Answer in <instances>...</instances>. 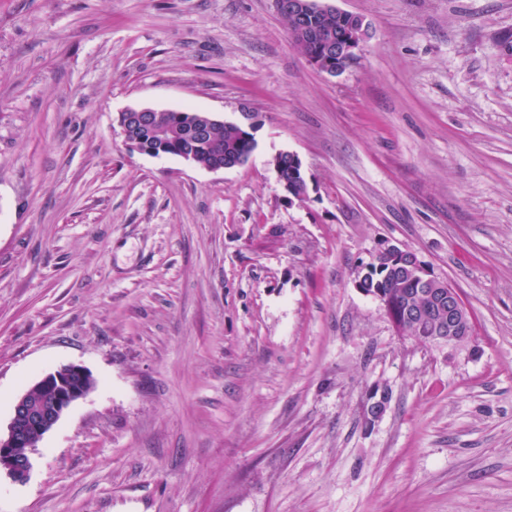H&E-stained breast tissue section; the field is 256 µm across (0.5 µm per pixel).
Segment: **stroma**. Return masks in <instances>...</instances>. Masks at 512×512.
Listing matches in <instances>:
<instances>
[{"label": "stroma", "instance_id": "stroma-1", "mask_svg": "<svg viewBox=\"0 0 512 512\" xmlns=\"http://www.w3.org/2000/svg\"><path fill=\"white\" fill-rule=\"evenodd\" d=\"M331 3L367 29L335 77L273 0H0V428L50 371L96 381L0 512H512V0ZM129 107L257 148L132 151ZM386 243L469 342L360 292ZM155 111L150 107L127 108L119 114L118 124L130 149L155 157L192 153L196 164L203 167L245 164L256 149V140L247 138L238 124L220 122L207 112L189 109H185L186 112ZM128 112H137L138 121L146 116L145 113L155 112L153 122L142 127V136L151 145L171 147L177 155L156 152L145 146L135 126L129 125ZM199 125L205 126L204 133H196L195 128Z\"/></svg>", "mask_w": 512, "mask_h": 512}]
</instances>
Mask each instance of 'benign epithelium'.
<instances>
[{
	"mask_svg": "<svg viewBox=\"0 0 512 512\" xmlns=\"http://www.w3.org/2000/svg\"><path fill=\"white\" fill-rule=\"evenodd\" d=\"M278 13H290L296 19L294 38L302 40L316 51L306 55L308 62L316 69L330 75L340 71L330 69L333 58L354 57L361 50L366 35L363 19L353 13L342 11L325 0H273ZM322 14H334L343 21L344 29L336 34V40L326 41L313 27L314 19ZM130 109L119 114L118 124L126 145L141 153L159 157L164 152H156L145 146L137 131L129 125ZM410 267L422 273L420 285L429 291L431 307L434 310H448V322L437 326L431 342L458 344L471 339L472 320L459 294L451 287L437 283L430 276L425 264L417 257L409 259ZM87 370L79 365H65L40 378L32 388L49 394V402L35 406L27 395L16 401L7 432L0 433V473H5L14 481H22L28 476L31 455L36 451L31 437H43L60 420L64 412L75 401L87 396L80 387V380Z\"/></svg>",
	"mask_w": 512,
	"mask_h": 512,
	"instance_id": "obj_1",
	"label": "benign epithelium"
}]
</instances>
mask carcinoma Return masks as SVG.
<instances>
[{
    "label": "carcinoma",
    "instance_id": "cac0c4a2",
    "mask_svg": "<svg viewBox=\"0 0 512 512\" xmlns=\"http://www.w3.org/2000/svg\"><path fill=\"white\" fill-rule=\"evenodd\" d=\"M142 136L151 145H165L176 153H191L196 164L203 167L225 164H244L254 153L257 143L248 138L235 123L220 122L207 112H157L152 123L141 129ZM361 286L368 293L390 296L393 318L402 334L419 340V328L440 323V315L429 316L424 324L420 317L429 305L428 292L419 285L418 278L401 260L382 259L370 264L362 274Z\"/></svg>",
    "mask_w": 512,
    "mask_h": 512
}]
</instances>
